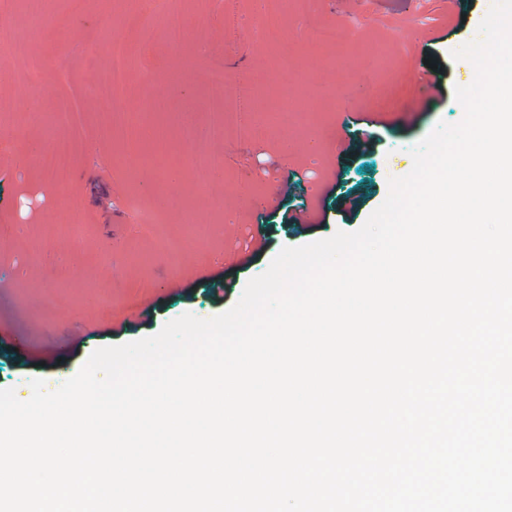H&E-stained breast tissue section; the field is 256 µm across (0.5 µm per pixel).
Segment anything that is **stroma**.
<instances>
[{"mask_svg":"<svg viewBox=\"0 0 512 512\" xmlns=\"http://www.w3.org/2000/svg\"><path fill=\"white\" fill-rule=\"evenodd\" d=\"M369 13L336 17V0H280L278 27L260 39L224 40L221 0H169L184 21L178 50L165 43L162 20L118 23L115 37L136 46L131 82L119 104L89 94L107 81L109 48L99 38L100 0L59 31L28 18L21 0L0 14V144L18 115L28 117L21 151L0 153V389L31 395L29 382L56 389L97 348L158 333L185 313L213 317L240 297L244 282L264 273L285 247L359 229L388 194V180L408 174L416 143L464 109L455 89L469 85L451 53L477 35L485 0H375ZM342 24L336 43L324 30ZM288 70H281L282 58ZM437 67L439 92L424 95L417 66ZM257 77L263 116L247 143L197 146L176 125L148 118L140 152L126 154L112 112L136 111L141 84H151L166 112L206 119L224 91L208 81L211 65ZM63 66L68 80L48 78L47 95L14 82L20 69ZM394 67L398 80L388 79ZM279 87L297 112L317 113L329 137L309 128L289 137L269 107ZM82 99L86 125L76 138L72 170L53 183L39 163L54 135L42 113ZM223 157L221 168L206 161ZM72 205L81 231L53 224L59 204ZM163 210L168 223L142 225ZM184 234L185 255L162 252L159 237ZM121 276H113V268ZM113 305L100 309L99 294Z\"/></svg>","mask_w":512,"mask_h":512,"instance_id":"obj_1","label":"stroma"}]
</instances>
